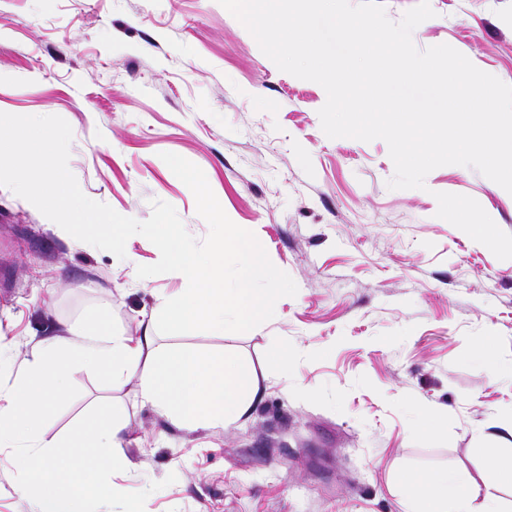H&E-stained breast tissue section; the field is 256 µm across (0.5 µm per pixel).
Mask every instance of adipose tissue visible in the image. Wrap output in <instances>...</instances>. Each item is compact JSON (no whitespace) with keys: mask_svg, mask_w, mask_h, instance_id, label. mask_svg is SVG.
<instances>
[{"mask_svg":"<svg viewBox=\"0 0 512 512\" xmlns=\"http://www.w3.org/2000/svg\"><path fill=\"white\" fill-rule=\"evenodd\" d=\"M103 344L74 347L52 335L39 343L23 380L0 388V451L9 449L26 474L23 493L38 499L40 512H87L90 490L113 496L105 477L125 467L123 424L110 413L54 440L41 427L66 393V375L79 366L121 385L139 376V399L178 426L198 429L244 416L260 393L258 379L229 353L158 347L154 320L139 323L137 336L104 328ZM67 467H60V460ZM512 483V457L490 456L481 484L456 472L403 474L399 487L410 512H503L498 498L480 486Z\"/></svg>","mask_w":512,"mask_h":512,"instance_id":"1","label":"adipose tissue"}]
</instances>
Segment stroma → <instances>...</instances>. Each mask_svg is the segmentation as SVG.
Wrapping results in <instances>:
<instances>
[{"label": "stroma", "mask_w": 512, "mask_h": 512, "mask_svg": "<svg viewBox=\"0 0 512 512\" xmlns=\"http://www.w3.org/2000/svg\"><path fill=\"white\" fill-rule=\"evenodd\" d=\"M429 3L419 49L450 45L512 85V0ZM325 101L219 0H0V112L64 118L86 196L140 221L167 202L204 239L193 193L161 159L180 155L298 287L250 331L156 337L238 356L262 388L238 421L181 429L138 404V377L115 387L70 371L46 438L98 408L125 424L128 464L112 476L123 493L92 512H405L399 473L476 477L491 449L512 454V381L493 370L512 363V260L437 217L435 199L473 197L512 234V194L459 165L431 171L425 189H388L386 142L328 138ZM125 251L76 240L0 186V385L51 333L91 341L101 315L137 335L157 296L185 288L174 272L138 278L160 258L145 237ZM414 406L438 410L437 431H412ZM24 480L0 452V512H38Z\"/></svg>", "instance_id": "obj_1"}]
</instances>
